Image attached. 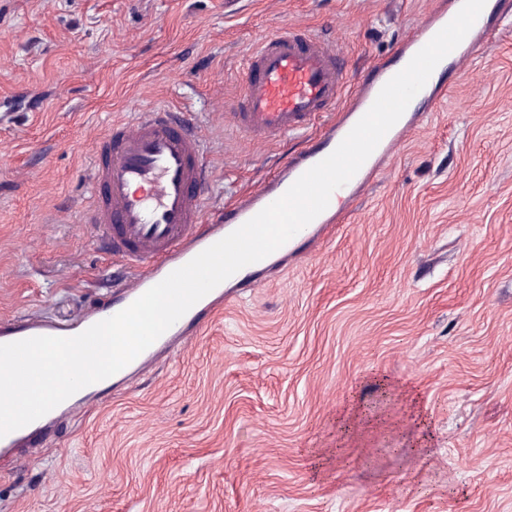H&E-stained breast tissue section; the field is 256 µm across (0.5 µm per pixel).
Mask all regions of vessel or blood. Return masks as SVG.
<instances>
[{
  "instance_id": "vessel-or-blood-1",
  "label": "vessel or blood",
  "mask_w": 512,
  "mask_h": 512,
  "mask_svg": "<svg viewBox=\"0 0 512 512\" xmlns=\"http://www.w3.org/2000/svg\"><path fill=\"white\" fill-rule=\"evenodd\" d=\"M504 2L486 0L463 41L438 63L354 177L332 193L321 214L281 246V253H294L301 241L315 238L327 225L345 222L342 204L366 193L406 136L421 128L429 112L445 98L443 74L448 64L461 67L484 54L495 36L488 17L499 12ZM462 4L463 0H433L426 21L412 30L390 59L374 64L349 92L344 89L341 52L324 36L285 24L258 43L244 64L241 91L224 109L230 125L254 142L302 136L315 126L320 132L312 145L291 155L255 189L220 212H212L209 205L208 187L214 173L203 161L206 141L182 113L148 109L132 121L115 123L109 131L96 134L88 167L89 197L80 222L126 268L127 276L108 303L89 306L76 322L42 314L0 318V344L37 336H76L128 307L254 217L337 148L381 88L455 17ZM213 305V295L204 296L134 359L132 368H150L155 352L169 347L187 327L200 326L203 313ZM53 419V414H45L0 437V458L20 449L33 452Z\"/></svg>"
}]
</instances>
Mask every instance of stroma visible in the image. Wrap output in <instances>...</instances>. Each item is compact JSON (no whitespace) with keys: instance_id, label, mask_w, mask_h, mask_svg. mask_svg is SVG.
Here are the masks:
<instances>
[{"instance_id":"35a3bbf8","label":"stroma","mask_w":512,"mask_h":512,"mask_svg":"<svg viewBox=\"0 0 512 512\" xmlns=\"http://www.w3.org/2000/svg\"><path fill=\"white\" fill-rule=\"evenodd\" d=\"M431 0H0V316L75 319L112 267L79 224L91 131L199 121L213 207L302 142L212 111L284 23L340 37L349 81ZM312 255L185 348L0 462V512H512V20ZM386 419L339 437L349 402ZM428 448L408 452L415 408Z\"/></svg>"}]
</instances>
